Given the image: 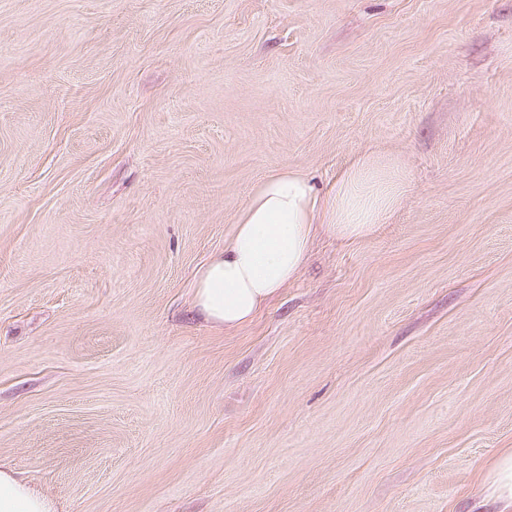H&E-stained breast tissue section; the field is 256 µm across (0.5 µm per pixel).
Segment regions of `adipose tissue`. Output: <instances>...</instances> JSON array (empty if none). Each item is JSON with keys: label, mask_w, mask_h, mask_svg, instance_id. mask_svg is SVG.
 Returning <instances> with one entry per match:
<instances>
[{"label": "adipose tissue", "mask_w": 512, "mask_h": 512, "mask_svg": "<svg viewBox=\"0 0 512 512\" xmlns=\"http://www.w3.org/2000/svg\"><path fill=\"white\" fill-rule=\"evenodd\" d=\"M396 174L365 155L325 191L300 172L278 171L256 188L223 251L196 271L193 307L206 324L233 329L249 323L264 303L293 281L314 237H369L400 202ZM0 512H59L57 503L0 463Z\"/></svg>", "instance_id": "adipose-tissue-1"}]
</instances>
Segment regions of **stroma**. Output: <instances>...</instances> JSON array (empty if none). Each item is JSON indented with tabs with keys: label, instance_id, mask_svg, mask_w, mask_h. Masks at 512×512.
Here are the masks:
<instances>
[{
	"label": "stroma",
	"instance_id": "35a3bbf8",
	"mask_svg": "<svg viewBox=\"0 0 512 512\" xmlns=\"http://www.w3.org/2000/svg\"><path fill=\"white\" fill-rule=\"evenodd\" d=\"M386 224L247 325L190 305L257 184ZM512 0H0V462L61 512H494Z\"/></svg>",
	"mask_w": 512,
	"mask_h": 512
}]
</instances>
